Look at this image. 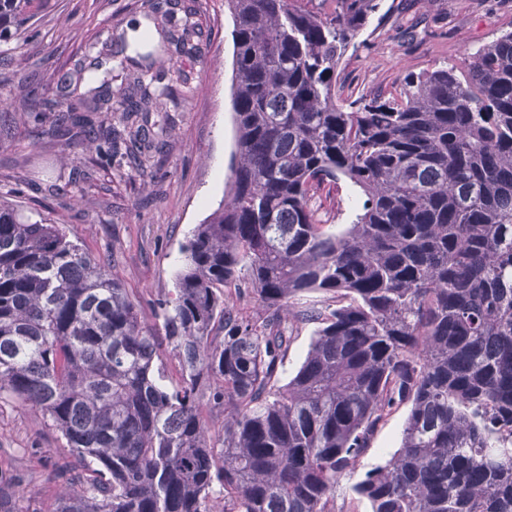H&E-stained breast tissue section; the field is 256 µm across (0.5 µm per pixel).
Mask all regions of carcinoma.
Wrapping results in <instances>:
<instances>
[{
    "label": "carcinoma",
    "instance_id": "carcinoma-1",
    "mask_svg": "<svg viewBox=\"0 0 512 512\" xmlns=\"http://www.w3.org/2000/svg\"><path fill=\"white\" fill-rule=\"evenodd\" d=\"M47 0H0L7 40ZM227 0L236 163L230 192L181 246L161 322L108 263L56 224L0 202V400L49 418L77 462L49 512H335L386 418L400 449L351 486L371 512H512V31L399 93L336 102V72L379 0ZM124 56L112 79L58 100L53 137L121 142L141 167L153 99ZM346 179L362 199L325 230L315 198ZM312 292L327 298L300 303ZM301 324L307 356L280 374ZM224 332L219 336L216 331ZM170 349L179 377L160 358ZM228 410L214 436L203 407ZM0 466V512H29Z\"/></svg>",
    "mask_w": 512,
    "mask_h": 512
}]
</instances>
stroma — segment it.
I'll use <instances>...</instances> for the list:
<instances>
[{
  "label": "stroma",
  "mask_w": 512,
  "mask_h": 512,
  "mask_svg": "<svg viewBox=\"0 0 512 512\" xmlns=\"http://www.w3.org/2000/svg\"><path fill=\"white\" fill-rule=\"evenodd\" d=\"M159 21L181 35L198 34L158 54L146 78L157 90L151 118L166 124L167 142L144 167L128 166L123 149L112 155L95 146H67L38 137L51 115L34 120L21 87L41 97L61 93V80L80 60L107 56L111 44L130 37L140 21ZM233 20L225 0H49L22 33L0 41V201L20 205L31 220L60 225L90 254L110 261L112 276L140 299L145 326L157 321L154 304L172 293L182 266L181 244L219 205L231 177L235 122L231 103ZM512 31V0H381L349 49L336 80V99L362 93L399 92L406 75L461 64ZM176 64L184 84L169 85ZM73 185L59 197L51 185ZM322 208L326 228L345 231L358 210V195L339 182ZM406 410L393 413L377 433L362 469L384 463L399 449ZM70 451L43 415L0 401V462L22 478L25 504L41 512L64 486L40 455Z\"/></svg>",
  "instance_id": "obj_1"
}]
</instances>
